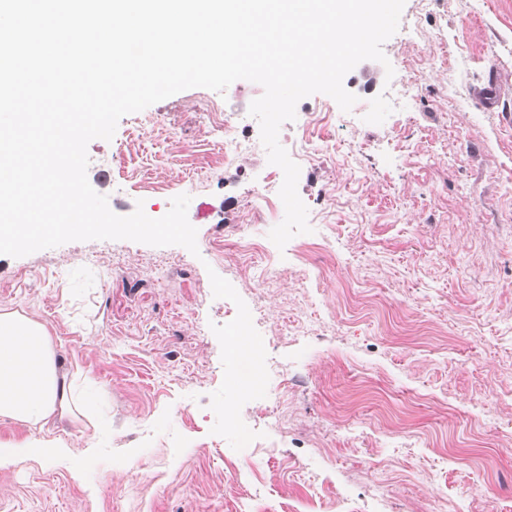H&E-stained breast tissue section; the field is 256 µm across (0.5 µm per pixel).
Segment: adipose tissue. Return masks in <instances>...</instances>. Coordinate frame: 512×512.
Returning a JSON list of instances; mask_svg holds the SVG:
<instances>
[{
  "mask_svg": "<svg viewBox=\"0 0 512 512\" xmlns=\"http://www.w3.org/2000/svg\"><path fill=\"white\" fill-rule=\"evenodd\" d=\"M92 384L61 371L45 323L0 306V419L40 429L57 417L89 415Z\"/></svg>",
  "mask_w": 512,
  "mask_h": 512,
  "instance_id": "obj_1",
  "label": "adipose tissue"
}]
</instances>
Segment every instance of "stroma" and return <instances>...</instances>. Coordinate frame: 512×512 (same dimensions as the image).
<instances>
[{"instance_id": "35a3bbf8", "label": "stroma", "mask_w": 512, "mask_h": 512, "mask_svg": "<svg viewBox=\"0 0 512 512\" xmlns=\"http://www.w3.org/2000/svg\"><path fill=\"white\" fill-rule=\"evenodd\" d=\"M383 52L345 76L351 111L316 93L281 126L312 228L282 250L285 211L256 192L280 168L262 149L225 164L209 114L259 138L261 85L182 91L89 143L114 213L190 195L199 252L0 255V305L47 323L61 367L98 384L92 418L35 434L0 419V441L55 448L0 468V512H512V0H406ZM213 272L273 361L240 451L210 432V326L237 314Z\"/></svg>"}]
</instances>
